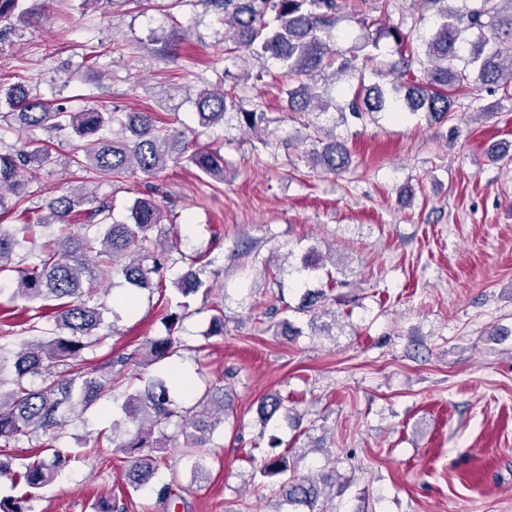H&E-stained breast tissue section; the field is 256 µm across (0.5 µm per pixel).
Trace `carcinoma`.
<instances>
[{
  "label": "carcinoma",
  "instance_id": "1",
  "mask_svg": "<svg viewBox=\"0 0 512 512\" xmlns=\"http://www.w3.org/2000/svg\"><path fill=\"white\" fill-rule=\"evenodd\" d=\"M224 10V25L233 31L238 48L256 58L268 54L279 61L292 88L288 89V107L294 112H313L322 107L313 78L332 67L338 59L352 61L356 53L377 46L382 38L401 46L408 36L397 26L380 22L363 45L338 48L330 32L336 18L337 0H215ZM436 9L437 21L425 45L426 83L405 86L391 83V90L379 85L366 90L351 103V112L423 111L432 118H444L452 111L448 89L456 88L478 96L489 85L512 90V0H481L480 6L459 10L449 6L452 0H426ZM49 0H0V38L17 25H26ZM491 7H486V4ZM10 109L19 124L48 133L73 134L77 145L69 158L72 174L92 173L109 180L126 173L151 178L162 172L168 162L184 153V132L157 120L154 112H114L107 108L68 111L53 107L18 84L0 86V105ZM200 122L217 124L228 109L237 110L244 125L257 130L265 113L242 108L224 91L202 89L195 101ZM314 162L323 170H345L351 155L345 143L334 135L326 136ZM190 166L211 179L224 180V156L216 150L197 149L186 157ZM54 163L46 141L33 139L17 146L0 135V215L25 211L26 183L23 172L42 169ZM163 222V211L151 197L134 200L130 221L112 219L111 207L84 187L63 190L47 204V214L19 232L34 227L79 224L81 235L60 234L44 241L33 262L19 275L12 299L38 301L35 317L48 318L52 324L37 332L50 339L27 342L14 353L13 388L0 392V443L18 441L33 433L54 437L71 414L96 405L124 378V370L139 362L133 351L103 368H88L84 352L94 347L92 337L102 323V312L95 301L97 273L105 268L120 273L133 289L148 288L153 278L170 260L171 246L152 237ZM26 238L4 230L0 224V273L10 267L16 248ZM184 297L205 286L200 272L189 269L174 282ZM178 347L176 337L168 334L146 343L147 355L155 360L171 357ZM30 376L42 378V386L29 388ZM169 378H157L142 389L127 395L121 406L122 418L112 421V432L124 423L135 425L134 434L118 444L129 459L125 472L133 491L143 489L154 477L156 461L144 453L148 448H165L173 439L182 446L195 448L192 460L196 477L207 473L203 449L211 447L217 425L223 421L224 387H206L197 402L188 408L174 403ZM283 408L276 394L265 396L259 413L267 424ZM174 424L177 434L164 429ZM42 449L50 456L36 458L15 471L10 459H0V476H7L12 487L22 486L19 496L0 498V512H34L32 502L38 492L52 481L63 464L62 452L52 442ZM260 485L276 499L274 512H330L322 485L333 479L335 471L322 481L295 474L288 454L265 457L258 469Z\"/></svg>",
  "mask_w": 512,
  "mask_h": 512
}]
</instances>
